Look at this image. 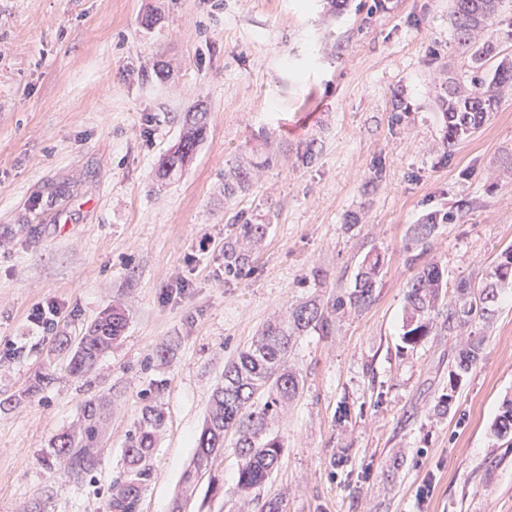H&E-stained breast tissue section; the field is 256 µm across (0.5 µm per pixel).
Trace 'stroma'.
<instances>
[{
    "label": "stroma",
    "instance_id": "1",
    "mask_svg": "<svg viewBox=\"0 0 512 512\" xmlns=\"http://www.w3.org/2000/svg\"><path fill=\"white\" fill-rule=\"evenodd\" d=\"M467 68L451 0H0V512H112L149 404L165 424L137 512H168L225 364L309 301L332 325L288 356L300 390L272 426L283 455L261 499L284 512H512V434L493 431L512 400V287L475 326L480 357L448 409L462 337L401 342L418 270L434 262L449 289L477 286L512 248V90L446 143L442 113ZM196 107L203 140L157 179ZM460 203L461 220L408 247L415 224ZM240 218L265 236L243 241ZM229 246L245 256L234 278ZM374 254L373 302L337 307ZM49 302L56 329L32 330L27 314ZM110 306L124 332L93 372L69 375L60 342L76 345ZM40 373L53 381L30 393ZM91 401L98 464L76 480L55 471L49 441ZM238 465L226 446L221 492L199 484L186 512H255L233 493Z\"/></svg>",
    "mask_w": 512,
    "mask_h": 512
}]
</instances>
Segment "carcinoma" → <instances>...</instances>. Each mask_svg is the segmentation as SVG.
I'll return each mask as SVG.
<instances>
[{
	"label": "carcinoma",
	"mask_w": 512,
	"mask_h": 512,
	"mask_svg": "<svg viewBox=\"0 0 512 512\" xmlns=\"http://www.w3.org/2000/svg\"><path fill=\"white\" fill-rule=\"evenodd\" d=\"M504 8V0H453L457 41L466 52L469 65L465 89L449 96L448 108L443 112L450 146L476 133L495 110L502 92L512 90V62L503 60L493 69L489 65L498 43L512 41V22L507 24V30L500 28ZM203 117L204 113L197 111L185 116L184 132L176 148L161 159L162 175L177 173L193 156L205 133ZM463 213L464 205L459 204L414 225L412 244L424 246L436 225L451 224L463 217ZM243 264L244 257L235 249L224 250L225 275L238 274ZM382 265L378 255L362 264L355 276L354 290L347 295L349 307L361 309L373 301ZM511 283L512 249L501 254V259L487 273L483 287L476 289L463 281L457 298L451 301L447 300V280L442 269L436 263L423 266L407 284L402 342L414 349L431 335L438 323L450 332L467 331L491 319L499 290ZM125 326L126 318L121 311L112 307L103 312L79 338L69 356L68 370L75 376L90 371ZM311 326L328 330V315L314 302L303 303L287 317L268 324L261 336L240 349L224 367V380L213 390L206 423L196 441L193 463L183 475L185 488H193L206 478L213 490L219 489L211 475V463L224 452V439L230 431L236 436L234 448L240 458L237 490L247 493L267 483L283 451L281 441L271 435L269 425L282 404L294 398L300 387V378L288 368L286 359L301 332ZM481 346L482 341L471 335L459 349L448 373V393L442 395L441 403L446 405L453 399L460 377L476 365ZM83 418L79 433L58 435L50 443L54 463L64 475L75 476L96 467L90 451L98 436L96 403L84 407ZM163 421L162 412L150 406L128 434L125 456L129 471L125 480L112 486L113 512H135L140 492L151 478L146 461Z\"/></svg>",
	"instance_id": "cac0c4a2"
}]
</instances>
